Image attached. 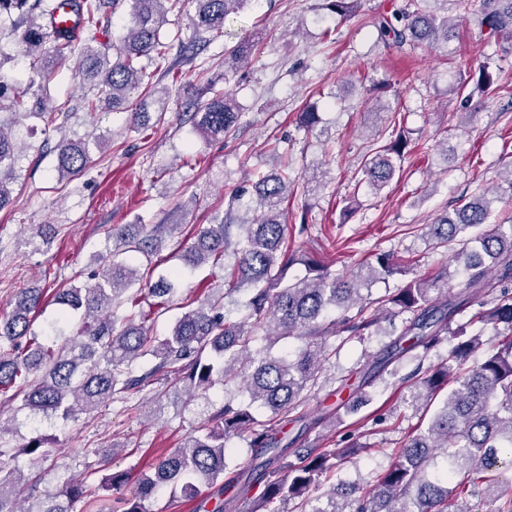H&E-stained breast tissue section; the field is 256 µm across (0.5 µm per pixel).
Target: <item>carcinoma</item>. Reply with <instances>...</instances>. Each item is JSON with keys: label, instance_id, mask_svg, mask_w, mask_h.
I'll return each mask as SVG.
<instances>
[{"label": "carcinoma", "instance_id": "carcinoma-1", "mask_svg": "<svg viewBox=\"0 0 512 512\" xmlns=\"http://www.w3.org/2000/svg\"><path fill=\"white\" fill-rule=\"evenodd\" d=\"M129 5L132 26L111 33L112 16L106 0H0V19L12 21L11 34L24 47V57L32 77L25 83L0 78V112L11 116L40 119L52 126L64 111L51 103L49 83L56 68L75 60L76 72L89 85L92 96L84 108L93 112L104 102L121 107L128 95L139 88L147 93L140 111L131 113L132 124L140 122L148 109L168 111L167 96L152 90L160 62L168 59L173 41L162 34L168 14L180 9V0H112V7ZM252 0H196L190 19V36L177 37L180 54L170 61L163 75L177 79L180 66L195 58L194 46L205 33H220L224 20L244 9ZM357 0H322V9L345 17L356 8ZM67 6L83 21L84 30L102 31L112 36V46L97 48L81 43V37L60 32L50 20ZM470 0H407L376 22L377 40L387 48L406 45L448 46L455 38L457 22L469 14ZM480 25L488 39H512V0H480ZM257 36L242 40L224 51V80L237 73L242 62L257 50ZM473 91L492 89L494 79L483 64L469 76ZM196 131L210 138L235 133L243 115L235 98L225 93L208 97L201 92L191 101ZM300 127L317 129L319 113L309 107L299 113ZM20 138L16 122L0 121V209L12 193L16 178ZM411 141L397 134L389 143L368 151L360 168L356 187L365 184L371 192L382 190L396 173ZM58 171L78 175L89 163L83 142L61 140L56 146ZM491 187L481 186L463 199L451 214L444 213L427 225V236L434 248L454 253L463 278L453 295L445 292L447 274L414 278L404 287L378 301L377 313L364 316L360 304L362 287L400 268L389 257L366 263L345 275L312 260L309 276L286 279V270L295 263L285 246L287 224L282 205L288 192L295 190L288 165L259 176L253 193H235L222 218L203 224L182 255L184 265L202 267L218 263L228 251L235 262L222 293H213L206 303L183 312L170 334L161 340L148 336L145 317L134 310L139 303L143 278L139 258L152 262L162 243L165 225L144 231L142 224L115 225L112 260L93 284L58 288L54 301L60 306L56 320L49 325L53 340L47 343L33 331L34 317L44 303L40 288L21 290L13 308L0 318V405L19 403V409L45 418L67 420L78 413L91 412L110 400H128L130 395L159 379L174 377L184 383L189 400L196 402L201 422L183 445L160 457L139 473L135 488L112 500L110 512H150L156 491L169 486L186 498H197L218 487L223 493L224 471L228 468L226 441L237 435L250 438L259 449L258 461L240 470L233 482L243 487L263 486L257 506L264 512L279 501H299L309 512H447L452 483L485 484L484 494L493 497L498 479L486 474L512 467V340L489 349L480 363L465 368L468 358L483 347L478 335L468 336L458 329V339L448 361L416 370L408 377L407 403L432 416L427 427L400 442L387 471L369 491L342 487L327 491V506H311L308 494L318 479L336 468L342 454L338 448H290L277 437L273 423L299 407L308 393L318 386L322 366L336 354L327 338L340 333L370 336L382 321L381 314H413L402 336L413 335V342L396 345L381 358L384 368L418 347L430 350L448 335L452 317L473 304L493 307L476 312L479 321L503 323L512 330V219L497 220L491 205L507 194L512 198V162ZM492 224L494 228L484 229ZM184 271L160 276L145 284L147 295L165 304L176 293ZM242 288L250 290L246 317L231 321L224 316V298ZM131 309L119 313L120 308ZM356 314L329 319L336 308ZM78 313L79 331L66 335L69 315ZM263 337L268 347L285 339L302 342L298 355L288 357L261 350L251 352V344ZM150 357L155 363L144 370L139 361ZM247 378L250 401L270 412V418L256 417L248 407L227 401L216 408L209 391ZM45 441L33 439L18 452L37 462L47 454ZM297 462H286L288 454ZM0 512H74L76 502L86 498L106 499L100 492H114L129 483L125 472L102 478L92 489L70 477L60 480L53 496L36 498L30 507H18L24 477L21 470L1 460Z\"/></svg>", "mask_w": 512, "mask_h": 512}]
</instances>
